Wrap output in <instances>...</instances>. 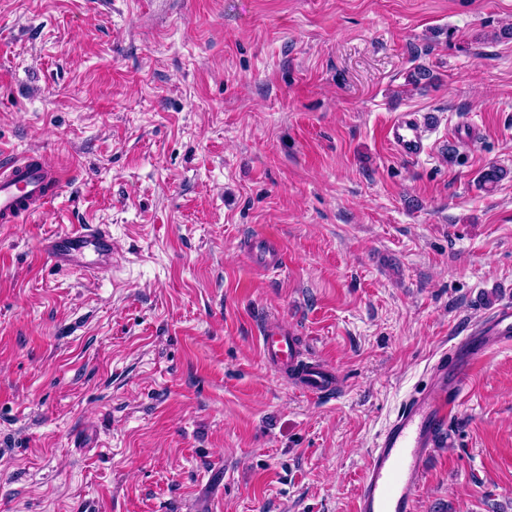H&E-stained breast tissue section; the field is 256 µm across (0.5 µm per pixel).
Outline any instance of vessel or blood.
I'll return each instance as SVG.
<instances>
[{
  "label": "vessel or blood",
  "mask_w": 512,
  "mask_h": 512,
  "mask_svg": "<svg viewBox=\"0 0 512 512\" xmlns=\"http://www.w3.org/2000/svg\"><path fill=\"white\" fill-rule=\"evenodd\" d=\"M386 139L405 158L420 156L425 136L412 114L403 113L387 128ZM64 175L36 153L0 166V224L44 212L63 187ZM43 264L69 272L98 274L112 268V235L101 224H83L46 236L39 247ZM512 344V301L497 305L427 369L379 434L361 477L355 512H415L417 481L434 452L455 403L464 393L469 370L493 348ZM264 361L278 371L298 370L303 389L324 395L336 385L335 372L319 359H301L287 329L264 332Z\"/></svg>",
  "instance_id": "b4317fda"
}]
</instances>
